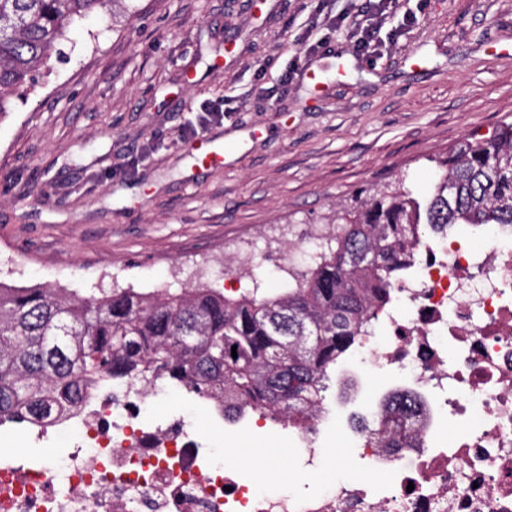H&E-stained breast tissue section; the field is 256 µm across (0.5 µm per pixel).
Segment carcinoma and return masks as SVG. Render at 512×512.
Here are the masks:
<instances>
[{
    "label": "carcinoma",
    "mask_w": 512,
    "mask_h": 512,
    "mask_svg": "<svg viewBox=\"0 0 512 512\" xmlns=\"http://www.w3.org/2000/svg\"><path fill=\"white\" fill-rule=\"evenodd\" d=\"M115 2L0 0V117L49 71L75 20ZM437 166L422 196L400 180L336 208L309 273L275 296L259 279L238 298L211 288L76 296L0 285V421L50 420L83 402L86 383L123 377L218 395L229 422L250 410L293 424L317 415L336 365L390 305L422 235L512 227V122L462 139ZM415 409L412 396L395 398L383 435Z\"/></svg>",
    "instance_id": "obj_1"
}]
</instances>
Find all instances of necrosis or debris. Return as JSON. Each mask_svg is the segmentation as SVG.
Wrapping results in <instances>:
<instances>
[{
  "instance_id": "4bbe7bcc",
  "label": "necrosis or debris",
  "mask_w": 512,
  "mask_h": 512,
  "mask_svg": "<svg viewBox=\"0 0 512 512\" xmlns=\"http://www.w3.org/2000/svg\"><path fill=\"white\" fill-rule=\"evenodd\" d=\"M391 292L376 319L384 341L362 337L340 371L348 397L385 373L420 402L393 447L379 443V402L344 431L383 490L347 477L303 496L259 491L188 416L166 427L152 417L174 387L114 380L90 384L54 422L27 423L26 439L67 447L28 461L0 454V512H512V227L424 237ZM327 428L319 417L295 439L308 476L325 465Z\"/></svg>"
}]
</instances>
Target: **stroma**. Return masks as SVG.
I'll return each instance as SVG.
<instances>
[{"label":"stroma","mask_w":512,"mask_h":512,"mask_svg":"<svg viewBox=\"0 0 512 512\" xmlns=\"http://www.w3.org/2000/svg\"><path fill=\"white\" fill-rule=\"evenodd\" d=\"M317 4L118 0L75 24L0 118V282L87 296L220 290L234 274L274 294L270 256L302 226L330 231L333 205L371 186L424 190L450 147L512 120V0H400L368 58L317 26ZM197 127L244 148L193 171ZM196 425L260 490L338 476L296 468L287 424Z\"/></svg>","instance_id":"1"}]
</instances>
